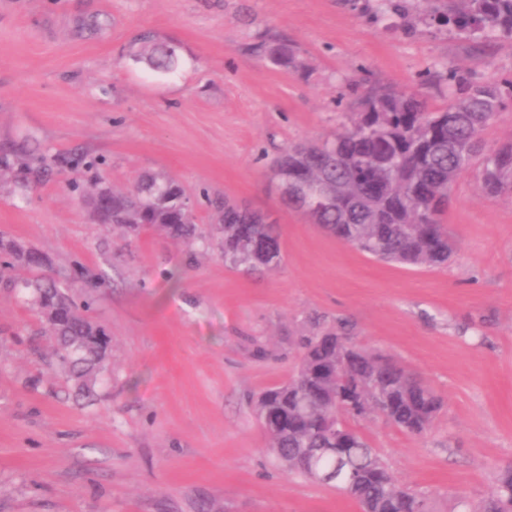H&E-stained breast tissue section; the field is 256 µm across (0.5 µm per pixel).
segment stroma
Masks as SVG:
<instances>
[{"label":"stroma","instance_id":"1","mask_svg":"<svg viewBox=\"0 0 512 512\" xmlns=\"http://www.w3.org/2000/svg\"><path fill=\"white\" fill-rule=\"evenodd\" d=\"M149 31L178 64L130 51ZM285 39L298 66L257 55ZM447 64L512 79V40L472 41L423 13L374 20L351 0H0V155L28 142L47 159L103 160L118 191L162 173L211 225V199L274 213L284 263L228 267L219 237H122L91 223L93 175L59 168L23 192L0 183V231L107 274L89 312L109 366L90 396L51 358L22 291L0 287V512H361L267 451L254 399L285 382L298 342L344 321L443 399L431 429L355 421L403 487L433 512H463L512 465V199L475 172L452 186L447 266L377 261L285 208L272 160L348 126L364 92L418 88Z\"/></svg>","mask_w":512,"mask_h":512}]
</instances>
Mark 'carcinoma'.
<instances>
[{
  "label": "carcinoma",
  "instance_id": "carcinoma-1",
  "mask_svg": "<svg viewBox=\"0 0 512 512\" xmlns=\"http://www.w3.org/2000/svg\"><path fill=\"white\" fill-rule=\"evenodd\" d=\"M370 17L409 14V0H364ZM423 12L450 32L481 40L512 39V0H418ZM136 57L155 70L178 63L174 47L151 33L138 38ZM256 53L282 68L296 67V48L286 40L261 42ZM429 84L442 103L413 90L369 91L359 98L351 125L319 143L286 148L273 163V178L284 204L313 219L328 235L380 261L434 269L448 264L451 245L442 215L453 183L472 167L482 191L512 197V138L484 153L480 134L512 99V80L480 82L457 68L433 73ZM73 171L99 169L100 162L73 154ZM184 194L173 179L154 175L125 192L112 191V227L129 224L135 232L152 228L175 241L206 234L194 217L175 207ZM224 263L250 274L271 270L283 259L275 224L257 212L221 199ZM86 295L102 287L100 277L76 264L56 278L35 263L0 268V284L44 295L72 318L53 321L36 307L41 330L53 342V355L75 381L91 391L105 366L107 345L86 335L91 302L78 304L71 284ZM391 424L412 435L426 432L442 407L440 396L416 373L388 355L355 349L343 323L323 328L299 343L298 364L285 383L260 394L255 411L269 450L286 467L312 480L325 474L336 491L356 500L363 512H431L430 498L401 487L386 463L352 422L364 417L357 386ZM323 448L336 455L322 454ZM479 512H512V466L499 474Z\"/></svg>",
  "mask_w": 512,
  "mask_h": 512
}]
</instances>
